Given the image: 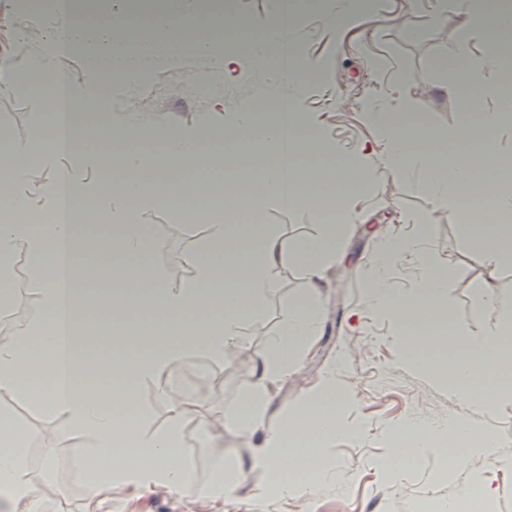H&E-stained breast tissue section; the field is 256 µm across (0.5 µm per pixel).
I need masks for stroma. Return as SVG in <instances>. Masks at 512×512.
<instances>
[{
  "mask_svg": "<svg viewBox=\"0 0 512 512\" xmlns=\"http://www.w3.org/2000/svg\"><path fill=\"white\" fill-rule=\"evenodd\" d=\"M337 0H305L299 7L293 49L301 53L306 69L297 72L304 93L300 111L304 117L324 115L322 134L339 147H353L371 139L361 116L364 99L385 84L381 70L373 63L381 58L394 68L405 70L410 79L400 86L394 101L407 105L414 116L425 118L435 136L438 150H455L448 132L465 119L463 99L488 107L483 84L493 83L494 74H485L482 85L452 91L458 22L448 15L443 25H429L423 10L409 0H372L368 13L351 31L339 34L327 24V15ZM13 0H0V59L20 61L15 50L19 41L36 43L49 35V28L27 33L14 25ZM229 12L239 18L241 28L217 31L225 48L260 38L277 21L274 0H231ZM217 64L215 58L186 51L177 68L155 76L148 97L136 104L139 112L164 118L181 126L209 116L217 129L231 125L241 101L255 93L256 65L251 56L240 55L232 80L224 82L223 104L196 95L195 86ZM36 107L32 100L16 99L0 93V127L13 137L25 139L33 125ZM370 213L366 223L347 225L339 244L338 257L328 270L322 290L324 315L315 346L306 353L297 370L278 382L272 392L269 423L292 416L299 401L312 392L321 376L339 366L338 380L345 400L344 416L349 425L365 424L369 433L357 440L341 437L326 447L330 459L354 473L352 482L312 498L299 493L283 498L265 494L253 496L263 475L249 472L250 457L259 440L239 433L232 420L241 407L245 392L254 381L253 353L267 336L281 328L283 309L296 300L305 286L298 265L288 261L276 277L260 316L245 327V345L235 358L213 363L196 355L180 367V377L196 382V396L184 415L183 437L190 446L195 469L206 472L214 449L224 451L227 466L240 469L241 485L234 498L218 503L182 495L164 487H154L129 495L113 487L112 498L94 506L85 492L86 474L75 460L82 447V435L67 431L63 417L42 410L17 394H0V409L16 415L28 429L27 475L41 485L48 512H418L420 504L442 505L448 497L469 486L485 467L483 458L470 461L468 470L443 476L448 460L432 452L410 465L406 480L393 483L374 469V461L385 454V432L400 421L415 416L444 419L447 416L470 420L476 427L505 434L503 455L512 456V407L486 414L481 407L462 399L454 388L422 362L406 360L392 339L394 325L382 315L366 311L361 272L371 261L378 239L399 232V216L428 213L430 252L448 273V293L456 318L468 321L482 307L477 282L490 280L500 293L512 295V265L489 272L480 249L463 229L460 213L454 208L436 209L431 196L416 181H403L378 171L367 185ZM141 221L153 236L152 260L170 286H179L189 277L183 269L185 253L198 247L206 233L204 225L187 224L179 212L147 208ZM268 227L284 238L311 239L318 235V211L284 210L266 207ZM211 433L199 440V424ZM53 449V470H44V451Z\"/></svg>",
  "mask_w": 512,
  "mask_h": 512,
  "instance_id": "1",
  "label": "stroma"
}]
</instances>
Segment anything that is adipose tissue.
Wrapping results in <instances>:
<instances>
[{"instance_id":"ef3b65f1","label":"adipose tissue","mask_w":512,"mask_h":512,"mask_svg":"<svg viewBox=\"0 0 512 512\" xmlns=\"http://www.w3.org/2000/svg\"><path fill=\"white\" fill-rule=\"evenodd\" d=\"M459 17L457 51L466 55L475 33H482L495 51L481 69L497 71L486 88L493 108L480 111L485 134L472 141L470 125L448 133L453 142H475L472 152L434 151L431 129L404 113L367 102L364 119L377 136L374 145L357 154L341 152L325 144L319 123H308L298 112L301 86L295 78L259 76L255 100H285L286 112H258L254 102L241 104L232 127L225 131L231 145L245 144L262 151L268 163L255 168L264 201L280 207L315 209L320 197L318 182H326L344 222H364L369 210L366 196L358 191L377 169L394 178L418 181L437 208L457 205L456 187L483 180L485 171L476 158L500 157L504 132L512 130V82L501 76L499 48L512 46V7L506 0H433L427 17L443 23L448 11ZM114 23L97 26L78 21L70 13L54 11L49 36L38 48V63L28 68L11 61L0 62V92L18 93L31 70L51 72L60 50L83 54L97 74L94 90L71 86L67 113H39L27 139L17 140L0 132V180L8 181L10 206L23 215L60 212L69 193H80L110 221L105 225L0 223V289L9 290L12 278L8 263L24 252L30 271L29 286L37 308L8 340L0 342V393L25 388L34 403L64 415L71 429L84 433L89 447L80 449L78 461L94 458L107 475L88 481L90 500L112 496L113 486L134 490L165 487L197 497H231L239 475L227 471L223 451H215L208 475L196 472L182 437L184 408L189 397L174 386L157 389L155 396L169 410L165 429L152 428L148 415L137 424V451L120 448L127 428L115 415L119 405L141 406V388L175 373L190 356L201 355L223 362L243 346L246 318L257 316L275 276L288 258H297L306 289L282 313V328L254 354L255 381L242 399V410L233 422L241 433L261 434V444L250 468L266 475L282 495L302 491L314 497L329 487L348 484L352 472L330 462L327 443L336 435L365 427L347 428L335 371H328L314 394L302 399L294 416L271 426L267 410L271 389L294 371L309 350L323 318L321 288L336 262L343 224H326L319 238L286 240L266 231L261 224L236 221V203L217 200L210 212L204 244L188 252L184 261L189 277L170 287L161 268L148 256L152 237L139 221L142 208L164 200L172 210H182L190 195L187 183L172 179L171 168L196 170L199 163L214 166V128L209 119L191 127H176L150 120L139 112L126 113L121 122H98L93 134H85V122L102 100L112 95V74H138L144 58L119 48L125 9L114 12ZM179 29L182 40L199 53H208L216 29L213 19L175 15L170 8L152 14L142 37L155 30ZM150 130L159 143L152 152L137 146L132 133ZM329 157L328 166L306 167L304 154ZM95 167L106 177L85 180V168ZM466 228L480 245L489 270L512 263V225L493 224L484 212L466 211ZM428 223L425 216L407 218L400 234L379 240L375 255L362 279L364 305L388 316L394 323L392 338L405 359L414 360L440 347L448 350V382L464 400L488 411L512 405V379L503 368L512 363V298L490 282L478 289L485 309L475 314V327L454 320L447 335L438 336L424 323L446 307L448 276L427 256ZM415 273L410 288L392 285L400 264ZM102 364L116 365L123 377L111 396L96 388L74 386L75 378ZM47 378L24 386L35 367ZM442 435L466 444L472 453L488 459L487 471L458 495L449 498L447 512H469L471 502L492 505L502 473L512 471V460L502 457V435L478 429L466 419L448 422L408 420L387 430L389 455L381 465L392 478L403 479L411 457L431 451L432 441ZM26 433L11 417L0 414V442L9 452L0 454V500L11 512H43L44 499L26 470L20 450ZM308 472L307 481L283 482V472Z\"/></svg>"}]
</instances>
